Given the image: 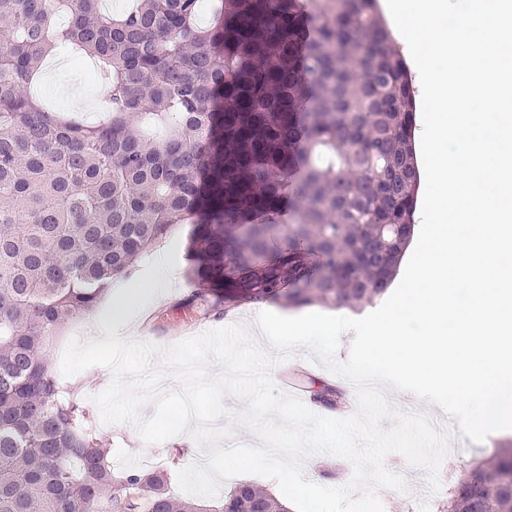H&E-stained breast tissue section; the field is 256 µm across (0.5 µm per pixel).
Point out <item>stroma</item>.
<instances>
[{
  "instance_id": "35a3bbf8",
  "label": "stroma",
  "mask_w": 512,
  "mask_h": 512,
  "mask_svg": "<svg viewBox=\"0 0 512 512\" xmlns=\"http://www.w3.org/2000/svg\"><path fill=\"white\" fill-rule=\"evenodd\" d=\"M103 89L101 81H89L85 67L73 63H56L52 82L38 80L35 91L48 97L50 103L68 114H75L76 109L71 100L75 97H90L99 94ZM185 276H178L166 290L163 299L149 307L152 318L149 329L139 330L137 337L164 346L180 340L197 336L206 331L222 328L231 324L244 326L254 340H261L262 335L255 323L260 310H268L277 314L294 317L298 311L278 302L265 305H247L234 309L218 320L206 323L194 321L175 302L186 295ZM312 355L308 350H296L293 357L272 371V378L280 390H287L289 382H297L303 393L305 405L314 413H322L323 408L317 396L324 385L335 384L341 387L348 400H355L353 385L323 366H311ZM100 435L107 447L112 450V462L118 468L142 467L145 469H164L168 477H175L177 471L203 454L202 448L187 435L173 436L166 441L148 445L142 440L134 423L122 422L103 425ZM512 443V430L490 434L484 442L473 443L470 439L453 437L450 451L441 471L447 483L457 481L462 470L472 459L491 456L493 450L501 445ZM352 466L345 459L329 454H318L308 458L304 464L305 477L324 486H342L350 479Z\"/></svg>"
}]
</instances>
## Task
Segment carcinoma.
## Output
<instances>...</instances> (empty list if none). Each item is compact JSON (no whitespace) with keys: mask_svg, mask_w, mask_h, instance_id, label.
Returning <instances> with one entry per match:
<instances>
[{"mask_svg":"<svg viewBox=\"0 0 512 512\" xmlns=\"http://www.w3.org/2000/svg\"><path fill=\"white\" fill-rule=\"evenodd\" d=\"M0 0V512H289L242 484L176 498L115 473L54 339L189 226L181 308L357 307L413 232L414 90L375 0ZM98 61L96 125L40 105L46 55ZM321 404L344 394L329 386ZM440 512H512V448L468 465Z\"/></svg>","mask_w":512,"mask_h":512,"instance_id":"cac0c4a2","label":"carcinoma"}]
</instances>
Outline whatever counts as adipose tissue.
<instances>
[{
    "instance_id": "adipose-tissue-1",
    "label": "adipose tissue",
    "mask_w": 512,
    "mask_h": 512,
    "mask_svg": "<svg viewBox=\"0 0 512 512\" xmlns=\"http://www.w3.org/2000/svg\"><path fill=\"white\" fill-rule=\"evenodd\" d=\"M174 276L167 257L156 258L154 273L147 284L133 287L125 281L113 288L107 310L98 317L99 324L108 334H128L135 327L143 306L168 287Z\"/></svg>"
}]
</instances>
